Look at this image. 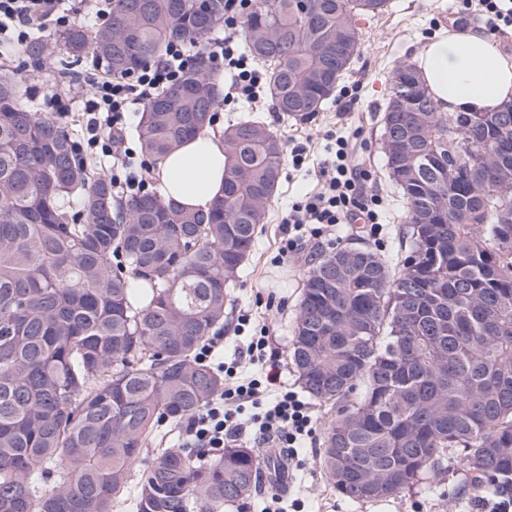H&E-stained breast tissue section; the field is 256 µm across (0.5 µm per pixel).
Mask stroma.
Masks as SVG:
<instances>
[{
	"label": "stroma",
	"mask_w": 512,
	"mask_h": 512,
	"mask_svg": "<svg viewBox=\"0 0 512 512\" xmlns=\"http://www.w3.org/2000/svg\"><path fill=\"white\" fill-rule=\"evenodd\" d=\"M391 3L387 14L356 21L363 38L350 70L341 81L345 87L358 85L353 104H345L341 93H334L323 110L304 124L284 119L266 98L256 103L222 102L216 108L214 132L218 135L240 116L257 113L278 130L286 146L297 145L309 136L314 139L309 160L303 167L284 160L278 191L259 226L256 250L226 307L224 350L215 359L228 366H238L240 374L257 371L256 366L239 364L238 350L250 336L257 334V324L262 321L273 332L275 360L281 367L283 380L290 389L301 388L289 350L305 274L321 255L345 245L355 236L348 226L341 225L322 243L307 246L293 260L285 263L277 260L282 240L281 216L312 190L314 169L327 156V134L349 139L356 159L372 174L373 190L384 200L386 223L380 233L371 237V244L387 256L398 251V229L404 222V208L387 177L381 137L382 109L391 91L393 70L402 64L416 63L418 52L434 32L459 23L480 28L484 22L474 15L461 16L459 0H391ZM5 62L20 79L22 105L37 113L49 111L51 95H59L65 101L69 89L86 88L89 74L94 70L88 58L80 63L68 62L59 46L38 60L30 58L22 46L6 56ZM246 310L252 312L255 321L246 326L244 333H235L237 318ZM314 411L312 433L301 441L290 460L287 491L279 493L274 487L266 486L250 498L227 505L224 512H263L275 494L289 501L288 512H480L482 501L490 497L489 492H475L470 472L459 466L442 477L431 494L415 489L390 498L348 501L323 474L320 450L326 409L318 405Z\"/></svg>",
	"instance_id": "obj_1"
}]
</instances>
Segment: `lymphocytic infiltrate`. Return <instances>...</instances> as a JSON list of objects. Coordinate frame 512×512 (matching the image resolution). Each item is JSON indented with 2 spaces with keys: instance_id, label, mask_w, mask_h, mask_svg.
Instances as JSON below:
<instances>
[{
  "instance_id": "1",
  "label": "lymphocytic infiltrate",
  "mask_w": 512,
  "mask_h": 512,
  "mask_svg": "<svg viewBox=\"0 0 512 512\" xmlns=\"http://www.w3.org/2000/svg\"><path fill=\"white\" fill-rule=\"evenodd\" d=\"M111 0H0V54L7 55L27 43L34 33L67 29L83 18L107 21ZM248 0H225L224 22L207 45L211 59L220 61L232 76L227 99L260 100L264 75L254 67L240 45V29ZM196 54L182 43H172L157 61L132 74L105 81L89 78L92 96L84 104V131L88 146L99 148L112 160V187L117 196L143 192L149 186L148 160H135L124 133L130 112L149 102L159 91L176 84L196 66ZM322 187L291 206L282 216L280 255L298 254L304 243L321 239L336 225L361 219L380 223L383 207L378 195L368 192L370 174L352 161L347 139L337 138L336 153L321 172ZM272 342L269 326L251 337L245 354L258 365L257 376L234 382L219 396L199 408L183 426L184 445L209 454L226 442L254 431L279 448L295 447L312 432L313 410L309 402L288 390L278 363H266ZM252 406L250 422L240 416Z\"/></svg>"
}]
</instances>
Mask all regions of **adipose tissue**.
<instances>
[{
    "mask_svg": "<svg viewBox=\"0 0 512 512\" xmlns=\"http://www.w3.org/2000/svg\"><path fill=\"white\" fill-rule=\"evenodd\" d=\"M421 78L444 112H494L512 100V60L486 32L443 30L419 53ZM224 146L212 133L184 141L161 158L156 176L164 198L208 209L224 191Z\"/></svg>",
    "mask_w": 512,
    "mask_h": 512,
    "instance_id": "adipose-tissue-1",
    "label": "adipose tissue"
}]
</instances>
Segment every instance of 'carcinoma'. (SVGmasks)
I'll return each mask as SVG.
<instances>
[{"mask_svg": "<svg viewBox=\"0 0 512 512\" xmlns=\"http://www.w3.org/2000/svg\"><path fill=\"white\" fill-rule=\"evenodd\" d=\"M251 0L244 40L286 120L313 119L349 70L355 17L390 0ZM224 0H112L110 21L58 35L74 60L121 76L172 42L198 66L153 97L135 135L159 159L213 125L204 46ZM0 73V512H224L256 490L270 451L199 463L141 455L165 420L224 391L198 350L224 331L231 288L280 181L285 144L259 115L224 127V194L204 210L154 192L125 201L92 172L70 129L20 104ZM388 179L401 193V258L364 243L307 273L290 350L328 408L321 463L357 502L431 490L457 460L478 489L512 493V101L438 110L413 64L383 109ZM79 194L67 210L63 195Z\"/></svg>", "mask_w": 512, "mask_h": 512, "instance_id": "cac0c4a2", "label": "carcinoma"}]
</instances>
